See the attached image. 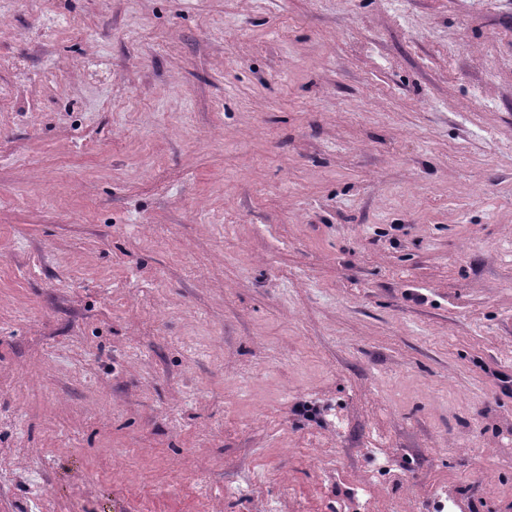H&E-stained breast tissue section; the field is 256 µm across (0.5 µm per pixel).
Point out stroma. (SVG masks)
I'll list each match as a JSON object with an SVG mask.
<instances>
[{
    "label": "stroma",
    "instance_id": "stroma-1",
    "mask_svg": "<svg viewBox=\"0 0 512 512\" xmlns=\"http://www.w3.org/2000/svg\"><path fill=\"white\" fill-rule=\"evenodd\" d=\"M0 55V512H512V0H18Z\"/></svg>",
    "mask_w": 512,
    "mask_h": 512
}]
</instances>
